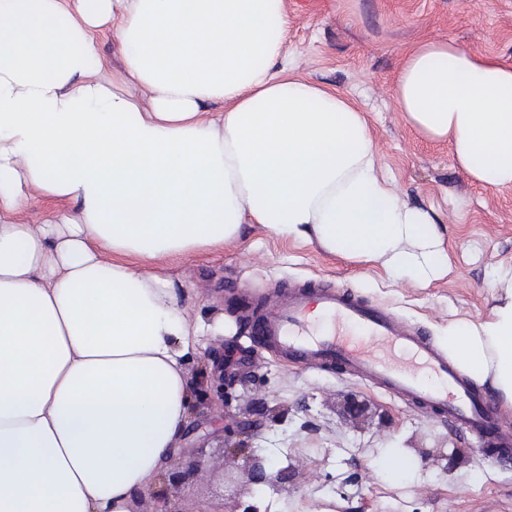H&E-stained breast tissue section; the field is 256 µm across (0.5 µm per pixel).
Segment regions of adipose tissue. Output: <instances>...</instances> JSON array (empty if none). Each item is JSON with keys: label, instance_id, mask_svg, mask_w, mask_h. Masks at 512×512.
<instances>
[{"label": "adipose tissue", "instance_id": "ef3b65f1", "mask_svg": "<svg viewBox=\"0 0 512 512\" xmlns=\"http://www.w3.org/2000/svg\"><path fill=\"white\" fill-rule=\"evenodd\" d=\"M286 0H0V512H131L187 425L197 326L150 269L258 224L426 287L433 211L378 167L364 111L298 75ZM124 49L105 68L104 29ZM396 104L479 184L512 190V66L402 48ZM149 93L141 107L129 92ZM79 208L19 219L34 196ZM448 353L512 398V268Z\"/></svg>", "mask_w": 512, "mask_h": 512}]
</instances>
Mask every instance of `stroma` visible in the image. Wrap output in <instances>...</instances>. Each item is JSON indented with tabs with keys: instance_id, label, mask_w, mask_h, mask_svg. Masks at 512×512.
<instances>
[{
	"instance_id": "35a3bbf8",
	"label": "stroma",
	"mask_w": 512,
	"mask_h": 512,
	"mask_svg": "<svg viewBox=\"0 0 512 512\" xmlns=\"http://www.w3.org/2000/svg\"><path fill=\"white\" fill-rule=\"evenodd\" d=\"M288 58L311 80L364 110L376 158L410 204L444 224L448 272L428 287L390 279L380 265L325 253L258 225L223 247L153 264L202 328L183 364L192 391L224 383L223 400H192L178 448L199 464L181 512H243L274 498L281 512H512V466L488 461L472 440L401 399L345 374L302 368L250 353L234 298L274 297L283 282L310 279L349 288L444 340L453 325L488 320L494 270L512 265V191L482 186L457 166L445 142L421 136L394 99L402 46L448 37L512 65V0H286ZM364 404L352 418L348 400ZM278 409L276 421L267 409ZM270 473L293 466L285 483L255 484L239 455L224 454L230 428ZM399 448L414 467L398 479L367 467Z\"/></svg>"
}]
</instances>
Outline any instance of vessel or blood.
Returning a JSON list of instances; mask_svg holds the SVG:
<instances>
[{
  "instance_id": "b4317fda",
  "label": "vessel or blood",
  "mask_w": 512,
  "mask_h": 512,
  "mask_svg": "<svg viewBox=\"0 0 512 512\" xmlns=\"http://www.w3.org/2000/svg\"><path fill=\"white\" fill-rule=\"evenodd\" d=\"M257 348L322 371L345 373L414 403L482 447L512 449L500 405L476 391L419 329L347 288L292 286L276 301L251 298L242 310Z\"/></svg>"
}]
</instances>
